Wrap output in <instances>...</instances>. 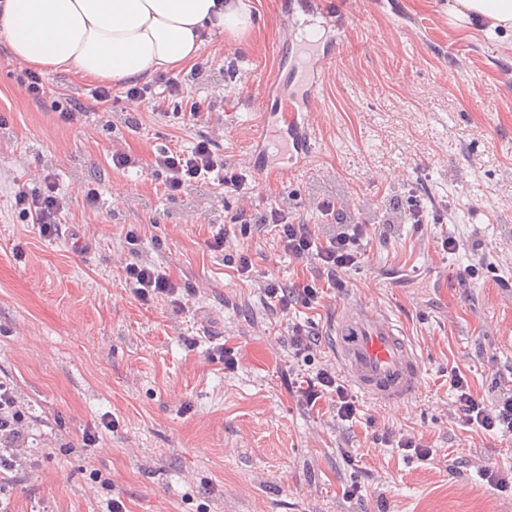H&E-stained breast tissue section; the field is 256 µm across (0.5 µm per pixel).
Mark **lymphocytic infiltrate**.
Masks as SVG:
<instances>
[{
  "label": "lymphocytic infiltrate",
  "instance_id": "1",
  "mask_svg": "<svg viewBox=\"0 0 512 512\" xmlns=\"http://www.w3.org/2000/svg\"><path fill=\"white\" fill-rule=\"evenodd\" d=\"M154 167L164 174V188L176 194L185 186L216 178L223 194L237 196L240 206L233 216V223L241 227L255 224L270 228L278 251L289 257L312 265L313 278H303L285 284L275 277L256 279L248 248L240 246L231 229L219 226L208 243L210 249L227 251L228 260L238 276L256 281L267 307L279 317H287L297 307L310 308L319 303L325 288L342 287L341 273L361 264L366 246L374 229L365 218L341 224L343 210L335 199L327 198L318 203L317 209L324 222L336 225L333 234H323L319 225L304 223L279 206H269L255 212L246 192L247 174L243 166L227 163L223 155L214 150L212 140L202 139L189 148L167 147L155 155ZM38 187L19 188L14 196V208L24 223L37 225L41 235L54 236L60 227L64 201L58 193L54 173L38 175ZM124 284L142 304L148 305L156 298H171L175 311L186 308L177 297V288L166 271L153 264L122 262ZM452 386L459 402V410L466 424L491 431L512 432V393L500 397L494 404L485 403L475 396L467 378L460 371H453ZM298 402L315 408L321 401L332 400L336 418L353 420L357 412L356 401L344 381L330 366L319 368L314 375L294 384ZM34 416L30 408L16 396L13 386L0 380V475L8 476L31 469L35 463L29 441L33 437Z\"/></svg>",
  "mask_w": 512,
  "mask_h": 512
}]
</instances>
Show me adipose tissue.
Instances as JSON below:
<instances>
[{"mask_svg":"<svg viewBox=\"0 0 512 512\" xmlns=\"http://www.w3.org/2000/svg\"><path fill=\"white\" fill-rule=\"evenodd\" d=\"M249 23L240 0H0L17 60L115 84L191 62L207 33L238 35ZM448 23L512 31V0H448Z\"/></svg>","mask_w":512,"mask_h":512,"instance_id":"obj_1","label":"adipose tissue"}]
</instances>
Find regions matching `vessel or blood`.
I'll list each match as a JSON object with an SVG mask.
<instances>
[{
  "instance_id": "obj_1",
  "label": "vessel or blood",
  "mask_w": 512,
  "mask_h": 512,
  "mask_svg": "<svg viewBox=\"0 0 512 512\" xmlns=\"http://www.w3.org/2000/svg\"><path fill=\"white\" fill-rule=\"evenodd\" d=\"M302 79L296 87L277 88L273 119H261L252 152L260 175L270 183L283 182L288 172L269 167L264 155L268 131H275L295 152L298 160L312 152L311 114L318 105L317 92L327 70L324 52L308 49ZM336 361L348 381L373 403L399 406L418 390L422 360L397 320L385 309L363 301L346 304L333 326Z\"/></svg>"
}]
</instances>
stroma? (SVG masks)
I'll list each match as a JSON object with an SVG mask.
<instances>
[{
	"label": "stroma",
	"mask_w": 512,
	"mask_h": 512,
	"mask_svg": "<svg viewBox=\"0 0 512 512\" xmlns=\"http://www.w3.org/2000/svg\"><path fill=\"white\" fill-rule=\"evenodd\" d=\"M245 2L244 35L212 31L200 74L169 70L184 95L164 115L128 101L119 84L97 102L93 82L72 71L46 74L43 99L25 97L0 31V377L31 406L45 445L38 467L13 477L11 512H106L115 497L129 512H377L382 502L389 512H512V491L493 489L472 465L512 469V433L464 424L450 384L457 367L485 401L512 393V35L450 28L446 0L352 5L319 90L313 152L281 184L258 179L253 189L258 205L295 208L309 224L321 221L317 199L335 197L377 226L345 288L291 312L321 338L306 363L256 285L207 245L237 200L208 183L168 197L149 166L157 150L205 137L226 161L248 163L261 84L297 79L289 20L324 19L337 0ZM72 99L87 109L73 126L59 118ZM131 112L140 128L128 127ZM116 151L139 166L113 168ZM42 168L68 200L51 238L13 207ZM91 188L103 199L96 209L85 201ZM407 188L429 217L418 229L392 208ZM131 231L136 260L160 265L179 289L196 287L188 311L125 290L113 256L131 249ZM447 236L481 249L443 253L436 241ZM246 243L259 272L285 283L312 274L270 233L252 231ZM480 259L485 269L463 292L457 268ZM396 271L426 289L396 283ZM355 300L399 321L423 376L404 405L362 397L356 418L339 422L331 401L306 409L291 384L335 364L330 329ZM222 343L238 351L237 369L210 358ZM103 419L113 428L83 447L84 429ZM386 431L422 437L434 459L385 446ZM355 482L361 499H346Z\"/></svg>",
	"instance_id": "1"
}]
</instances>
